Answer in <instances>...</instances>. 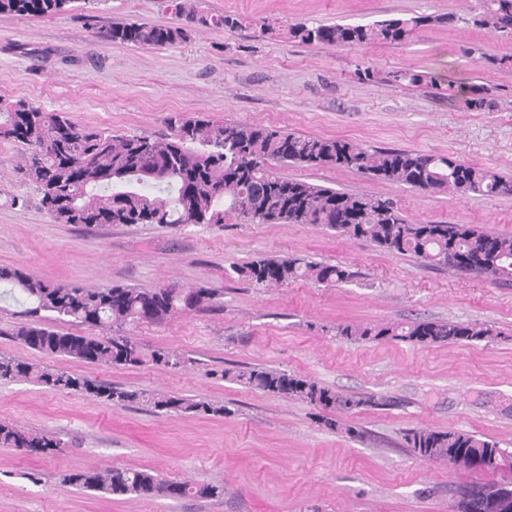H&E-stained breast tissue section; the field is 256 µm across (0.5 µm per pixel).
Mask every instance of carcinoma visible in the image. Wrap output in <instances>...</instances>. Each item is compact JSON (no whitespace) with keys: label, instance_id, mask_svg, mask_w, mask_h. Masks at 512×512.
<instances>
[{"label":"carcinoma","instance_id":"cac0c4a2","mask_svg":"<svg viewBox=\"0 0 512 512\" xmlns=\"http://www.w3.org/2000/svg\"><path fill=\"white\" fill-rule=\"evenodd\" d=\"M70 2L0 0V14L51 16ZM175 9L185 16L186 23L117 24L103 38L134 46L165 47L185 41L196 25L229 30L239 26L238 18L232 15L188 10L182 0ZM455 19L450 14L390 18L365 25L297 22L288 26L287 34L288 39L307 45L390 46L405 43L423 27L451 25ZM471 21L478 29L511 37L512 0H480L479 11ZM393 80L415 87L436 85L434 75L412 69L393 72ZM465 103L474 110L485 109L491 105L489 89L470 86ZM170 124L174 133L169 138L118 135L19 99L0 112V138L27 146L21 173L38 189L42 207L64 224L219 225L229 214L246 224H312L364 239L388 252L411 254L455 273L512 281V235L448 221L414 223L389 197L336 190L290 178L281 169L332 166L428 193L474 197L512 196V177L448 155L368 149L342 138L309 137L234 120L176 115ZM231 270L237 278L263 288L303 279L335 285L351 278L341 266L298 257L233 264ZM2 284L29 304L25 320L12 332L15 341L41 355L108 368L137 367L148 361L171 369L186 366L190 359L177 350L143 351L132 341L127 327L140 322L161 323L178 312L204 311L219 304L216 292L203 286L143 289L53 285L15 266H0ZM49 319L99 328L106 335L62 333L46 324ZM336 335L362 340L391 336L433 346L480 342L501 332L486 323L448 319L418 320L405 326L346 324L336 327ZM220 378L300 399L322 410L348 414L374 403L370 396L332 390L272 368L223 369ZM20 379L52 391L85 393L114 405H146L159 414L227 412L225 407L201 399L127 390L0 353V381ZM405 443L419 458L445 462L460 470L495 471L512 456L495 441L455 429H412L405 435ZM0 447L48 455L60 447V440L43 430L0 421ZM63 481L118 496L224 498L222 484L163 480L147 470L126 467L74 472ZM476 503L473 486L462 492L455 512H475Z\"/></svg>","mask_w":512,"mask_h":512}]
</instances>
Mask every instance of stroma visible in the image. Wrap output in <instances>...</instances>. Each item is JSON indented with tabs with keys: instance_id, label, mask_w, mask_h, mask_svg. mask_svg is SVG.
<instances>
[{
	"instance_id": "stroma-1",
	"label": "stroma",
	"mask_w": 512,
	"mask_h": 512,
	"mask_svg": "<svg viewBox=\"0 0 512 512\" xmlns=\"http://www.w3.org/2000/svg\"><path fill=\"white\" fill-rule=\"evenodd\" d=\"M242 21L230 31L195 26L173 46L143 49L101 38L115 22L178 25L163 0H72L51 17L0 15V103L25 99L73 121L152 138L171 115L282 128L371 147L445 154L512 176V37L465 19L475 0H191ZM455 14L452 26L417 31L398 46L340 48L282 37L289 24H367L401 16ZM272 31L261 30V22ZM499 58L491 66L477 52ZM375 76L360 79L359 69ZM431 71L433 87L392 82L400 69ZM489 89L490 110L465 104L464 87ZM25 145L0 139V266L51 283L139 288L204 286L219 308L187 311L130 330L149 351L184 352L171 370L151 363L99 367L39 358L10 332L24 306L0 297V352L128 389L161 391L226 407V415H159L27 381L0 383V421L54 433L52 455L0 448V512H452L461 489L511 484L512 468L467 471L423 461L405 448L413 428L464 430L512 449V282L458 277L371 242L310 224L57 223L19 166ZM285 175L397 201L412 222L452 221L512 234V196H451L379 182L330 167ZM335 264L352 279L335 287L296 281L259 288L231 264L270 257ZM452 319L492 325V340L422 346L348 339L342 324ZM262 366L329 388L374 395L356 413L215 378L214 370ZM366 437L350 439L345 425ZM112 466L173 480L223 484L222 500L110 496L63 483L64 475Z\"/></svg>"
}]
</instances>
